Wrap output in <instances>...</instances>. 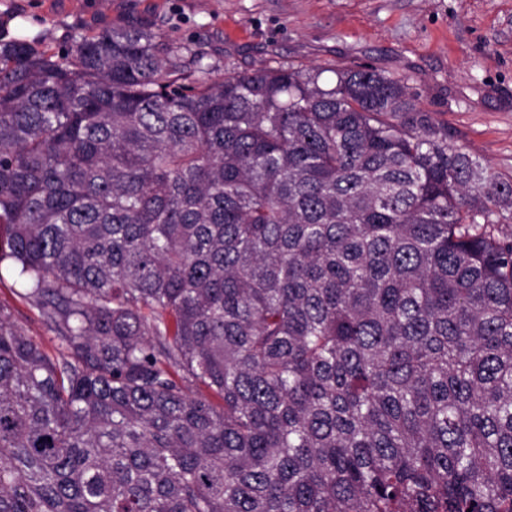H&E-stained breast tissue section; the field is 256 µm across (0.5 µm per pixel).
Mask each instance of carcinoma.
<instances>
[{"instance_id":"cac0c4a2","label":"carcinoma","mask_w":512,"mask_h":512,"mask_svg":"<svg viewBox=\"0 0 512 512\" xmlns=\"http://www.w3.org/2000/svg\"><path fill=\"white\" fill-rule=\"evenodd\" d=\"M0 40V512H512V180L363 66ZM335 80L326 83L322 74ZM19 286L4 274L0 282V304L10 307L13 311V320L23 328L30 336L39 340L45 351L49 354L54 352V343L51 341L52 334L42 324L37 310L31 308L19 295Z\"/></svg>"}]
</instances>
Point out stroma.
Here are the masks:
<instances>
[{"mask_svg":"<svg viewBox=\"0 0 512 512\" xmlns=\"http://www.w3.org/2000/svg\"><path fill=\"white\" fill-rule=\"evenodd\" d=\"M141 25L205 54L218 75L260 63L368 66L406 78L464 151L512 176V0H0V27L65 51L74 31ZM0 304L53 352L11 278Z\"/></svg>","mask_w":512,"mask_h":512,"instance_id":"1","label":"stroma"}]
</instances>
